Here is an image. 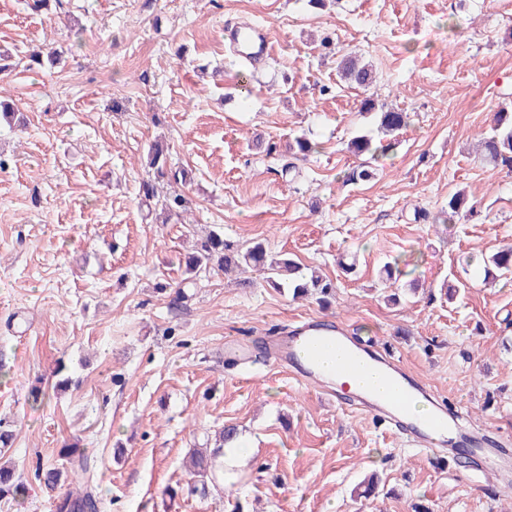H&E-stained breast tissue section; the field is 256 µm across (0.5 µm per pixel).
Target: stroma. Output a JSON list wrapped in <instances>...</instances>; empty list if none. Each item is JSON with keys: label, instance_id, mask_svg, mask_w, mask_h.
I'll return each instance as SVG.
<instances>
[{"label": "stroma", "instance_id": "stroma-1", "mask_svg": "<svg viewBox=\"0 0 512 512\" xmlns=\"http://www.w3.org/2000/svg\"><path fill=\"white\" fill-rule=\"evenodd\" d=\"M69 3L34 12L0 0L1 50L67 52L53 69L0 74L27 121H0V428L26 486L1 496L0 512H56L79 491L35 477L67 468L72 445L91 460L104 512H507L512 469L414 449L265 352L244 363L226 343L331 321L400 360L471 428L512 437V279L483 272L512 244V168L475 151L512 109V0ZM237 22L269 29L268 63L225 47ZM345 52L371 65L369 87L341 80ZM366 97L410 122L373 178L350 182L349 141L376 132ZM302 134L318 149L290 158ZM157 137L191 176L180 223L139 196ZM461 188L480 214L445 221ZM212 229L319 271L334 298H293L259 271L247 287L218 269L184 284ZM225 426L251 451L235 485L200 494L185 462ZM373 474L379 492L363 498Z\"/></svg>", "mask_w": 512, "mask_h": 512}]
</instances>
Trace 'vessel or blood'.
I'll use <instances>...</instances> for the list:
<instances>
[{
  "label": "vessel or blood",
  "mask_w": 512,
  "mask_h": 512,
  "mask_svg": "<svg viewBox=\"0 0 512 512\" xmlns=\"http://www.w3.org/2000/svg\"><path fill=\"white\" fill-rule=\"evenodd\" d=\"M227 37L235 45L251 42V60L259 62L271 54V37L262 30L237 25L228 31ZM336 352L341 359L332 378L338 389L349 390L355 407L388 420L428 453H450L449 442L456 433L455 419L445 405L433 402L430 410L414 413L413 404L423 398L431 400L429 388L395 360L356 343L342 328L317 321L305 323L272 341L268 358L273 365L311 382L323 376V357Z\"/></svg>",
  "instance_id": "vessel-or-blood-1"
}]
</instances>
